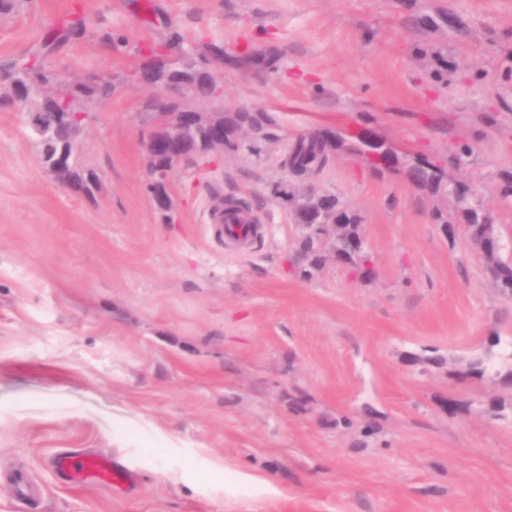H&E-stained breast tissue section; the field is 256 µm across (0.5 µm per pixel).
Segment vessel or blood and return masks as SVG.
Wrapping results in <instances>:
<instances>
[{
	"label": "vessel or blood",
	"instance_id": "vessel-or-blood-1",
	"mask_svg": "<svg viewBox=\"0 0 512 512\" xmlns=\"http://www.w3.org/2000/svg\"><path fill=\"white\" fill-rule=\"evenodd\" d=\"M205 218L207 224L215 228L231 248L246 249L254 246L259 239L261 216L238 206L233 198L208 196ZM55 468L76 484L98 483L124 490L133 481L129 471L104 455L85 453L75 456L61 452L55 458Z\"/></svg>",
	"mask_w": 512,
	"mask_h": 512
}]
</instances>
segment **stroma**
Listing matches in <instances>:
<instances>
[{
  "instance_id": "1",
  "label": "stroma",
  "mask_w": 512,
  "mask_h": 512,
  "mask_svg": "<svg viewBox=\"0 0 512 512\" xmlns=\"http://www.w3.org/2000/svg\"><path fill=\"white\" fill-rule=\"evenodd\" d=\"M175 33L224 51L193 109L275 125L260 153L179 160L163 210L145 105L180 93L139 72ZM24 54L114 88L77 138L88 193L0 102V512H512V300L459 204L407 177L428 161L464 185L512 261V0H18L0 64ZM314 133L336 148L307 182L360 216L371 277L330 237L321 266L297 262L308 229L280 191ZM362 136L396 168L352 152ZM209 191L264 216L248 254L212 237ZM64 450L135 488L70 482ZM20 470L44 493L18 507Z\"/></svg>"
}]
</instances>
